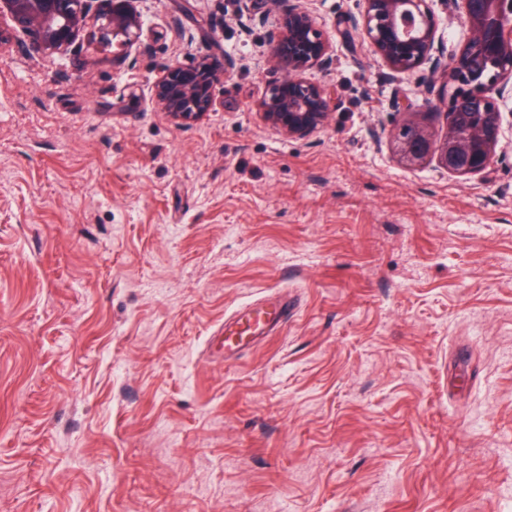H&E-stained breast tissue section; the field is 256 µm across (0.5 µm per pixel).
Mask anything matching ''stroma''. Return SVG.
Returning a JSON list of instances; mask_svg holds the SVG:
<instances>
[{
  "label": "stroma",
  "instance_id": "1",
  "mask_svg": "<svg viewBox=\"0 0 512 512\" xmlns=\"http://www.w3.org/2000/svg\"><path fill=\"white\" fill-rule=\"evenodd\" d=\"M303 5L332 58L304 139L260 116L272 0L247 29L239 0H140L138 42L86 60L0 48V512L512 507V101L483 172L407 164L444 78L373 54L360 0ZM204 55L214 107L178 123L154 78ZM283 288L225 359V318ZM288 292L264 300V304L237 312L224 320V357L230 359L240 350L264 336L277 332L292 312Z\"/></svg>",
  "mask_w": 512,
  "mask_h": 512
}]
</instances>
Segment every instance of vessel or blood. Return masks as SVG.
I'll use <instances>...</instances> for the list:
<instances>
[{"mask_svg":"<svg viewBox=\"0 0 512 512\" xmlns=\"http://www.w3.org/2000/svg\"><path fill=\"white\" fill-rule=\"evenodd\" d=\"M291 312L292 301L287 293L282 292L265 299L262 305L225 319V358H232L250 343L277 332Z\"/></svg>","mask_w":512,"mask_h":512,"instance_id":"vessel-or-blood-1","label":"vessel or blood"}]
</instances>
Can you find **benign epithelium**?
Masks as SVG:
<instances>
[{"instance_id": "7a95c632", "label": "benign epithelium", "mask_w": 512, "mask_h": 512, "mask_svg": "<svg viewBox=\"0 0 512 512\" xmlns=\"http://www.w3.org/2000/svg\"><path fill=\"white\" fill-rule=\"evenodd\" d=\"M139 0H0V27L14 32L13 46L23 57L85 56L94 46L125 48L138 41L143 17ZM282 7L281 23L270 39V59L286 73L261 101L263 121L288 138H306L327 121L330 94L306 72L330 63L329 42L308 11L294 0ZM431 0H364L355 22L375 55L396 72L428 66L434 74L463 82L469 92L448 99L446 130L440 141L423 113L412 112L399 128L395 148L409 164L437 151L450 173L477 174L496 157L501 135L499 102L512 98V0H461L469 38L457 54L446 56ZM497 64L491 73L486 63ZM226 65L211 57L189 67L163 69L154 80L157 104L173 119L189 122L211 110L214 87Z\"/></svg>"}]
</instances>
